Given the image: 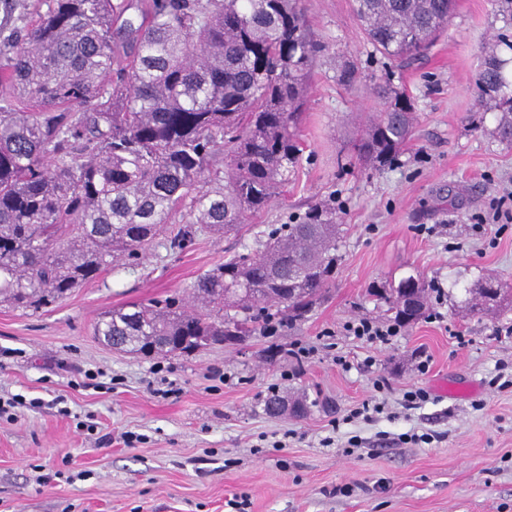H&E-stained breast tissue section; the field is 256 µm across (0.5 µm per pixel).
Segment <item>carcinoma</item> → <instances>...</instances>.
<instances>
[{
    "label": "carcinoma",
    "mask_w": 512,
    "mask_h": 512,
    "mask_svg": "<svg viewBox=\"0 0 512 512\" xmlns=\"http://www.w3.org/2000/svg\"><path fill=\"white\" fill-rule=\"evenodd\" d=\"M34 24L0 36V304L37 311L170 233L181 216L208 233L238 231L288 184L315 52L303 0H41ZM455 0H352L373 47L394 59L427 51ZM485 51L478 101L512 143V77ZM357 156L396 162L411 101L388 81ZM224 156V167L215 166ZM340 225L314 206L172 298L104 313L96 332L131 354H188L234 328L303 317L336 266ZM401 323L417 278L375 293Z\"/></svg>",
    "instance_id": "cac0c4a2"
}]
</instances>
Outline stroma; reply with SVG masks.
I'll list each match as a JSON object with an SVG mask.
<instances>
[{
	"label": "stroma",
	"mask_w": 512,
	"mask_h": 512,
	"mask_svg": "<svg viewBox=\"0 0 512 512\" xmlns=\"http://www.w3.org/2000/svg\"><path fill=\"white\" fill-rule=\"evenodd\" d=\"M305 8L319 51L302 155L241 235L199 231L181 250L160 240L47 308L0 305V398L23 400L0 418V512H512V337L496 333L512 305L466 303L488 275L512 289V145L475 85L512 21L494 0H457L433 47L399 63L367 42L351 0ZM349 63L347 87L337 75ZM385 77L416 122L397 163L375 169L351 142ZM314 204L335 210L342 238L331 287L303 320L189 355L129 354L96 336L105 312L185 296ZM409 276L443 299L388 344L347 332L362 317L392 322L371 292ZM274 384L304 413L268 415ZM416 388L430 398L412 409L403 395ZM366 402L381 412L354 417Z\"/></svg>",
	"instance_id": "35a3bbf8"
}]
</instances>
